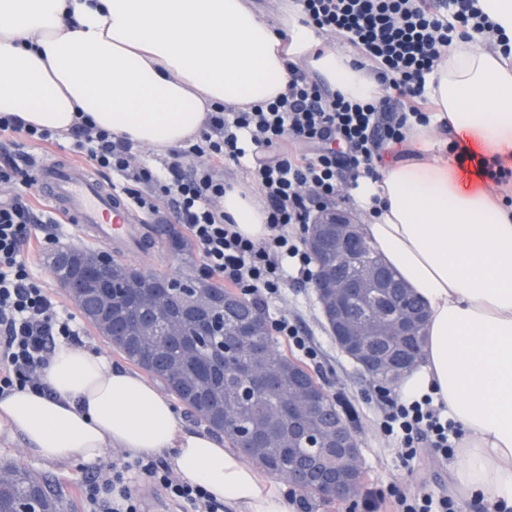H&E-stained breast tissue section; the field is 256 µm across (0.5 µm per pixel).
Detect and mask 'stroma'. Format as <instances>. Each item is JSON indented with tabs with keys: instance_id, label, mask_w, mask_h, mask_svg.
Returning a JSON list of instances; mask_svg holds the SVG:
<instances>
[{
	"instance_id": "stroma-1",
	"label": "stroma",
	"mask_w": 512,
	"mask_h": 512,
	"mask_svg": "<svg viewBox=\"0 0 512 512\" xmlns=\"http://www.w3.org/2000/svg\"><path fill=\"white\" fill-rule=\"evenodd\" d=\"M151 230L152 252L123 256V263L162 277H198L199 253H192L190 259L185 260L162 243L165 231L181 232V225L155 217L151 220ZM51 250V245L45 244L41 231L33 230L29 244L30 272L64 312H75V305L47 264ZM269 307L297 316L320 346L325 357V369L317 373L316 378L345 409L358 438L363 488L385 489L394 483L411 495L428 489H453L447 460L435 457L428 449H421L414 471L402 467L395 443L380 431L383 410L372 379L337 346L310 287L287 284L281 296L270 301ZM8 466L23 468L46 480L58 498L60 512H87L83 484L91 472L90 462L45 461L29 451L24 440L12 434L10 427L0 420V468Z\"/></svg>"
}]
</instances>
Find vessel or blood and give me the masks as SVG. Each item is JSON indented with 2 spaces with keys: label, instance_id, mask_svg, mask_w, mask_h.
Listing matches in <instances>:
<instances>
[{
  "label": "vessel or blood",
  "instance_id": "vessel-or-blood-1",
  "mask_svg": "<svg viewBox=\"0 0 512 512\" xmlns=\"http://www.w3.org/2000/svg\"><path fill=\"white\" fill-rule=\"evenodd\" d=\"M36 177L55 208L73 216L90 239L133 253L142 244L145 216L119 193L106 188L87 166L39 163Z\"/></svg>",
  "mask_w": 512,
  "mask_h": 512
}]
</instances>
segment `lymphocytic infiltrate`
Instances as JSON below:
<instances>
[{
    "mask_svg": "<svg viewBox=\"0 0 512 512\" xmlns=\"http://www.w3.org/2000/svg\"><path fill=\"white\" fill-rule=\"evenodd\" d=\"M317 28L340 35L369 61L383 94L361 102L325 90L300 69L288 89L268 103L246 110L216 104L200 135L176 149L160 167L135 162L137 146L128 138L88 122L76 123L69 137L77 153L98 171L120 179V189L147 216L169 212L195 242L204 276L237 288L243 296L278 297L288 278L308 283L312 258L303 231L318 212L335 203L342 174L373 176L386 142H402L410 121L428 115L405 100L422 97L427 75L442 46L455 35L489 31L487 18L472 0H296ZM310 146L293 153L289 143ZM252 156L251 174L267 213L269 234L255 241L225 223L221 202L230 184L226 163ZM35 172L23 148L0 160V397L28 390L49 395L45 370L59 342L81 345L73 315L36 283L28 269L31 227L39 218L25 192ZM272 336L314 368L323 353L295 317L277 311L269 318ZM381 431L399 445L407 470H414L419 447L447 456L459 432L442 417L432 397L404 401L382 394ZM160 488L180 512H224V504L203 486L174 476L163 462L122 455L99 465L85 482L90 512H140L141 480ZM398 512H457L448 493L410 497L397 486L368 490L374 512L385 500Z\"/></svg>",
    "mask_w": 512,
    "mask_h": 512,
    "instance_id": "1",
    "label": "lymphocytic infiltrate"
}]
</instances>
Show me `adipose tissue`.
Instances as JSON below:
<instances>
[{"instance_id": "adipose-tissue-1", "label": "adipose tissue", "mask_w": 512, "mask_h": 512, "mask_svg": "<svg viewBox=\"0 0 512 512\" xmlns=\"http://www.w3.org/2000/svg\"><path fill=\"white\" fill-rule=\"evenodd\" d=\"M317 73L348 99L375 101L377 80L290 6L277 22L247 0H0V114L66 134L80 116L156 154L197 137L211 104L247 108L286 92L292 68ZM429 121L384 146L378 178L362 177V230L426 305L423 353L397 383L402 399L431 395L462 433L449 466L488 512L512 507V211L498 191L451 183L449 127L512 153V55L454 39L429 76ZM224 214L252 238L268 233L255 193L235 188ZM50 396L0 398L6 420L45 461H93L113 446L165 455L229 512H292L278 480L203 431H187L151 383L59 344Z\"/></svg>"}]
</instances>
